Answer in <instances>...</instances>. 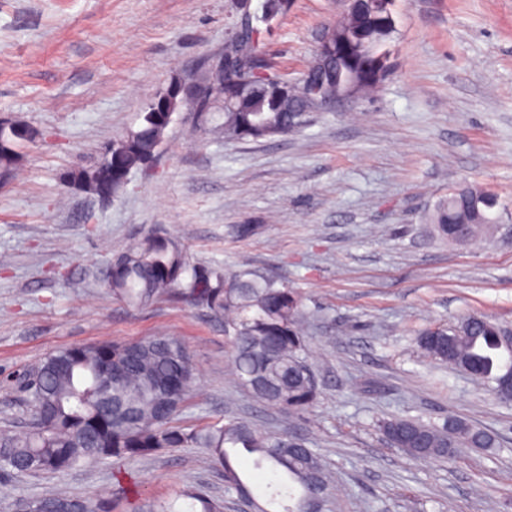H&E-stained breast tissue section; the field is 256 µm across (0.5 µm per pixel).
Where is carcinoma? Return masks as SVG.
Segmentation results:
<instances>
[{
	"mask_svg": "<svg viewBox=\"0 0 512 512\" xmlns=\"http://www.w3.org/2000/svg\"><path fill=\"white\" fill-rule=\"evenodd\" d=\"M395 0H352L347 15L327 28L332 47L326 66L282 83L261 59L264 39L274 22L292 7L291 0H252L250 23L224 46V56L250 53L247 90L230 97L228 75L201 74L212 94L187 100L179 92L181 77L156 94L137 127L121 136L124 145L112 156V196L126 188L132 171L152 163L164 141L170 117L192 112L208 132L226 140H260L288 135L306 125L307 115L324 111L315 88L343 87L352 82L361 96L374 92L394 68L392 42L397 28ZM21 139L0 129V176L18 169ZM98 164L74 169L70 180L82 191L97 194ZM483 189L465 186L448 191L427 215L438 234L470 216L474 195ZM105 284L131 307L167 297L207 309L224 321L231 346V372L238 384L253 380L263 389L252 395L288 417L312 409L322 389L310 363L309 341L302 329L301 295L247 266L234 273L188 262L181 240L165 232H149L112 256ZM424 356L448 359L470 377L495 391L512 377V349L498 324L485 318L468 336H447L429 328L417 338ZM196 379L189 351L167 336L135 342H99L49 354L37 370L28 399L30 423L21 433L0 431V470L29 475L64 472L114 459L137 461L172 448H200L207 463L224 472V491L249 502L254 512H339L333 478L315 449L291 432L262 431L238 418H226L202 429L174 424ZM387 441L418 459H443L461 447H498L496 436L452 418L443 425L393 416L379 421ZM254 456V467L279 478L270 483L271 499L257 500L237 468L236 453ZM33 512H112V503L96 497H71L50 490L29 501ZM149 512H224V500L188 490L149 505Z\"/></svg>",
	"mask_w": 512,
	"mask_h": 512,
	"instance_id": "cac0c4a2",
	"label": "carcinoma"
}]
</instances>
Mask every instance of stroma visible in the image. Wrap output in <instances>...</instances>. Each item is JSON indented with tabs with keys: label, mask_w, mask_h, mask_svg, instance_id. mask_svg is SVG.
I'll use <instances>...</instances> for the list:
<instances>
[{
	"label": "stroma",
	"mask_w": 512,
	"mask_h": 512,
	"mask_svg": "<svg viewBox=\"0 0 512 512\" xmlns=\"http://www.w3.org/2000/svg\"><path fill=\"white\" fill-rule=\"evenodd\" d=\"M340 10L294 0L265 38L271 70L298 76ZM240 19L236 0H0V116L37 132L0 182V427L22 429L25 382L50 353L161 332L197 369L180 424L291 429L334 470L342 512H512V403L416 344L470 315L512 325V0H397L395 68L372 96L259 141H224L179 112L120 196L65 187L173 77L222 55ZM466 185L493 192L501 219L440 240L425 216ZM154 229L178 235L190 264L232 272L245 259L301 294L322 384L311 411L287 418L234 383L224 324L201 307L132 308L109 292L107 259ZM390 416L457 417L501 446L415 459L376 428ZM10 483L21 499L52 485L116 512L192 486L224 495L195 448Z\"/></svg>",
	"instance_id": "obj_1"
}]
</instances>
